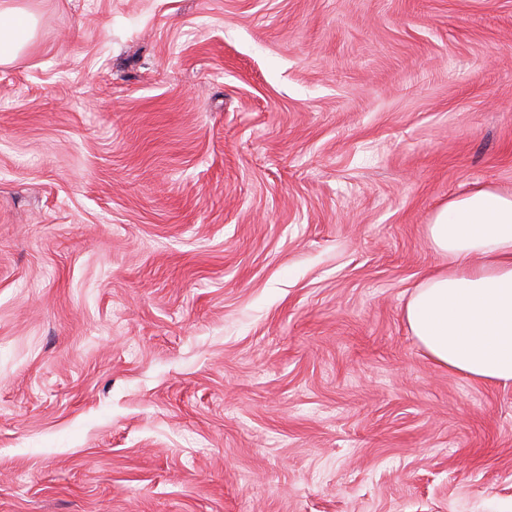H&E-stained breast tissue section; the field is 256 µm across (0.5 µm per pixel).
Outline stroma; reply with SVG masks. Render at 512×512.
<instances>
[{"instance_id":"stroma-1","label":"stroma","mask_w":512,"mask_h":512,"mask_svg":"<svg viewBox=\"0 0 512 512\" xmlns=\"http://www.w3.org/2000/svg\"><path fill=\"white\" fill-rule=\"evenodd\" d=\"M0 512H512V386L403 310L512 194V0H18Z\"/></svg>"}]
</instances>
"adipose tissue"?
I'll list each match as a JSON object with an SVG mask.
<instances>
[{
	"instance_id": "1",
	"label": "adipose tissue",
	"mask_w": 512,
	"mask_h": 512,
	"mask_svg": "<svg viewBox=\"0 0 512 512\" xmlns=\"http://www.w3.org/2000/svg\"><path fill=\"white\" fill-rule=\"evenodd\" d=\"M35 18L0 0V65L24 43ZM447 261L426 275L404 308L406 324L438 367L474 381L512 385V195L479 189L453 198L428 226Z\"/></svg>"
}]
</instances>
